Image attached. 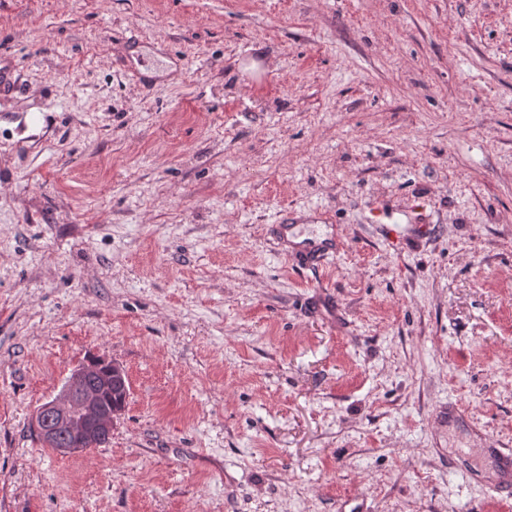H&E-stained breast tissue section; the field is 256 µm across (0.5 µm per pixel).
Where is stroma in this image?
Wrapping results in <instances>:
<instances>
[{
  "mask_svg": "<svg viewBox=\"0 0 512 512\" xmlns=\"http://www.w3.org/2000/svg\"><path fill=\"white\" fill-rule=\"evenodd\" d=\"M0 65V512H512V0H0ZM338 252V245L334 237L322 241H307L298 243L295 247V260L303 265H317L324 263L328 258L334 257ZM105 363V360H103ZM96 379V380H93ZM125 371L116 363H109L106 376L100 374L97 367L91 363H83L74 369L65 382L61 393L41 405L38 409L33 427L44 443L50 447L59 438H68L58 447H71L79 442L77 436L83 438L88 446H95L99 441L112 435L114 414L106 409L121 412L125 408L129 395L125 391L113 388L126 386ZM112 385L102 392L100 403V387ZM73 435H71V434ZM64 453L79 452L88 448H58ZM499 445L490 442L485 448H474L478 460L488 461L492 464L496 477L492 481H486V489L489 493L500 496L512 497V450L498 448Z\"/></svg>",
  "mask_w": 512,
  "mask_h": 512,
  "instance_id": "obj_1",
  "label": "stroma"
}]
</instances>
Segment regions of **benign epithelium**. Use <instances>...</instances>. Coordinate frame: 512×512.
I'll list each match as a JSON object with an SVG mask.
<instances>
[{
	"label": "benign epithelium",
	"mask_w": 512,
	"mask_h": 512,
	"mask_svg": "<svg viewBox=\"0 0 512 512\" xmlns=\"http://www.w3.org/2000/svg\"><path fill=\"white\" fill-rule=\"evenodd\" d=\"M125 379V371L114 362L105 376L91 362L79 365L61 393L38 409L33 421L35 432L49 447L70 433L83 438L90 447L110 437L114 414L101 406L100 387L123 386Z\"/></svg>",
	"instance_id": "1"
}]
</instances>
